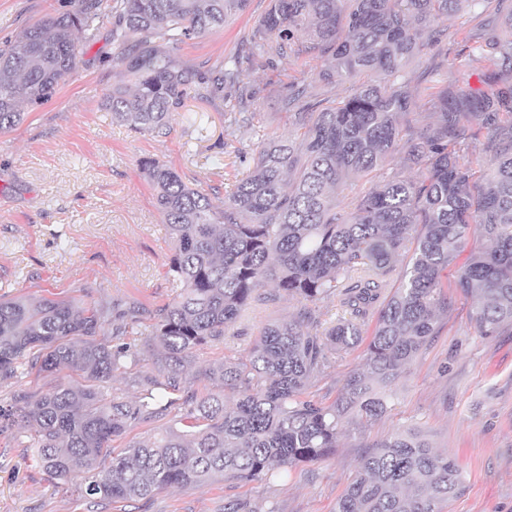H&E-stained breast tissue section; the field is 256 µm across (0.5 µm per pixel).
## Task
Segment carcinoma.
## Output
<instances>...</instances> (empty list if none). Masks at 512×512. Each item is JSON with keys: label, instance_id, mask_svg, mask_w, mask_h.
Returning a JSON list of instances; mask_svg holds the SVG:
<instances>
[{"label": "carcinoma", "instance_id": "1", "mask_svg": "<svg viewBox=\"0 0 512 512\" xmlns=\"http://www.w3.org/2000/svg\"><path fill=\"white\" fill-rule=\"evenodd\" d=\"M60 9L0 45V132L23 121L65 84L94 37L102 11L112 14V83L103 105L140 132L163 134L170 112L188 96L224 97L232 90L247 107L257 91L244 65L288 55L298 35L322 60L316 80L336 85L367 80L338 105L313 111L284 96L304 132L271 143L252 171L224 197V207L190 187L173 169L144 160L141 169L173 243L172 301L149 312L146 355L156 374L139 381L134 400L109 397L105 384L123 367L131 346L119 342L141 323L136 301L112 307L19 296L0 299V379L26 367L38 374L69 372L70 380L39 394L18 392L0 404V428L21 419L42 470L82 478L95 500H136L156 492L218 480H288L300 464L336 451L347 427L363 428L386 413L387 391L437 335L450 300L442 273L471 236L490 245L471 250L455 287L472 297V319L486 339L512 326V41L494 32L477 46L488 88L448 84L433 95V122L408 123L411 98L402 66L421 48V34L448 18L459 0H270L249 36V53L232 65L199 71L177 63L186 40L222 28L249 0H61ZM501 145L492 176L470 183L486 159L465 145L481 130ZM415 177L376 181L351 211L336 190L367 179L394 160ZM412 251L398 284L396 259ZM281 296L307 302L297 316L274 321L254 339L246 361L205 370L200 393L185 375L194 350L222 343L252 303ZM336 301L345 312L320 329L317 310ZM111 339L100 338L105 327ZM366 344L336 399L306 396L330 357ZM235 399L224 404V389ZM184 410V426L112 454V442L142 422ZM111 457L105 470L98 469ZM455 459L435 452L424 436L399 431L370 445L336 501L335 512H445L460 491Z\"/></svg>", "mask_w": 512, "mask_h": 512}]
</instances>
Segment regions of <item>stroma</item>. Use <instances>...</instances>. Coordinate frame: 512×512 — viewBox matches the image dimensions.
<instances>
[{
    "label": "stroma",
    "mask_w": 512,
    "mask_h": 512,
    "mask_svg": "<svg viewBox=\"0 0 512 512\" xmlns=\"http://www.w3.org/2000/svg\"><path fill=\"white\" fill-rule=\"evenodd\" d=\"M58 6V0H0V42ZM268 6L269 0H249L224 28L187 40L178 62L202 71L217 59H231ZM509 15L512 0H462L443 33L425 32V48L404 68L415 129L432 122L431 98L440 85L479 87L477 41L491 22L501 39L512 38L503 24ZM114 50L112 19L104 15L82 60L51 100L0 132V298L92 304L131 299L149 310L167 303L175 294L168 275L172 245L141 161L175 169L222 204L262 145L296 134L292 112L282 102L287 89L307 87L326 108L352 88L348 81L333 87L316 82L320 59L292 51L246 70V81L258 92L250 107L230 95L211 103L190 97L171 113L165 135L157 136L113 120L102 105L116 80ZM241 111L246 121L238 120ZM459 268L455 262L444 273L451 305L437 336L391 387L388 413L365 428L344 431L334 454L299 465L287 481L224 480L166 489L141 501L92 503L78 480L49 477L28 448L25 429L15 426L0 431V512H224L230 500L246 502L250 512H334L366 445L407 429L423 432L435 451L456 458L464 488L450 512H512V327L491 341L478 335L472 301L454 286ZM300 307L298 299L285 297L248 308L225 342L195 351L196 369L246 356L264 325ZM362 354L359 348L336 354L309 397L333 402Z\"/></svg>",
    "instance_id": "35a3bbf8"
}]
</instances>
